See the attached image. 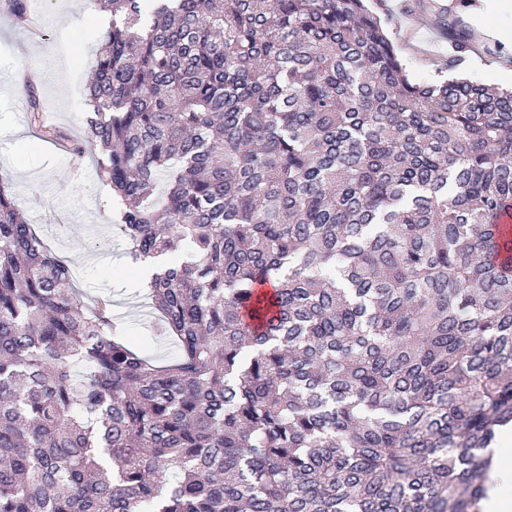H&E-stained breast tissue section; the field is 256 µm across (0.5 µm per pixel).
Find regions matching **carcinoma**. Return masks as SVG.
Returning a JSON list of instances; mask_svg holds the SVG:
<instances>
[{
    "label": "carcinoma",
    "mask_w": 512,
    "mask_h": 512,
    "mask_svg": "<svg viewBox=\"0 0 512 512\" xmlns=\"http://www.w3.org/2000/svg\"><path fill=\"white\" fill-rule=\"evenodd\" d=\"M95 2L86 142L132 258L183 254L149 286L178 356L85 303L0 177V512H481L512 91L411 82L366 0Z\"/></svg>",
    "instance_id": "carcinoma-1"
}]
</instances>
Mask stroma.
<instances>
[{
  "label": "stroma",
  "instance_id": "stroma-1",
  "mask_svg": "<svg viewBox=\"0 0 512 512\" xmlns=\"http://www.w3.org/2000/svg\"><path fill=\"white\" fill-rule=\"evenodd\" d=\"M447 2L433 0V9L424 10L418 0H383L379 14L414 82L433 79L446 63L448 41L436 18ZM489 2L471 0L460 16L465 26L482 21L492 28L483 44L498 58L470 56L463 73L503 88L512 85V10L490 11ZM85 30L78 0H44L27 26L0 13V130L13 131L0 137V176L44 243L70 260L77 289L90 300L111 294L112 313L125 335L168 360L177 349L152 339L147 291L126 267L130 245L113 220L112 190L98 174L94 153L61 151L39 140L29 121L20 84L25 68L42 74L39 93L52 124L72 140L85 138L84 93L97 49Z\"/></svg>",
  "mask_w": 512,
  "mask_h": 512
}]
</instances>
